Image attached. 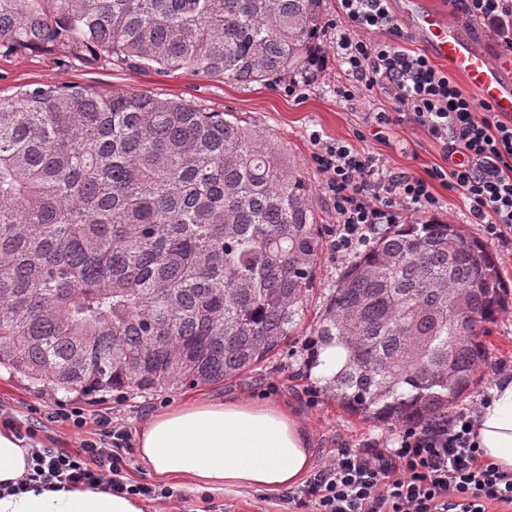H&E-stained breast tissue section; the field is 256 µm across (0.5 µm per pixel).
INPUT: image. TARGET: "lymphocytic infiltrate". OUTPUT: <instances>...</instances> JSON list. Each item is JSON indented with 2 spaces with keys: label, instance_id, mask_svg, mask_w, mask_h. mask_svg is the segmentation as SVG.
<instances>
[{
  "label": "lymphocytic infiltrate",
  "instance_id": "lymphocytic-infiltrate-1",
  "mask_svg": "<svg viewBox=\"0 0 512 512\" xmlns=\"http://www.w3.org/2000/svg\"><path fill=\"white\" fill-rule=\"evenodd\" d=\"M452 14L491 32L502 55L512 57V0H448ZM336 48L345 68L336 86L342 101L387 95L389 109L371 113L377 132L409 121L422 127L437 148L441 165L427 177L385 169L379 158L351 143H327L311 134V162L336 213L332 250L347 255L367 245L382 225L409 216L435 217L442 209L434 184L469 203L472 223L501 246H512V123L489 104H475L448 71L421 52L403 47L391 0H336ZM388 37L368 41V32ZM480 403L459 408L399 432L395 444L372 440L359 449L341 447L299 490L282 501L300 512H512V470L487 459L475 441ZM47 422L95 428L78 448H52L37 438L35 424L0 408V425L25 443L28 473L7 492L38 482L103 487L163 503L180 491L130 481L126 474L131 436L111 412L86 419L83 408L60 407Z\"/></svg>",
  "mask_w": 512,
  "mask_h": 512
}]
</instances>
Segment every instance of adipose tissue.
Masks as SVG:
<instances>
[{"instance_id": "1", "label": "adipose tissue", "mask_w": 512, "mask_h": 512, "mask_svg": "<svg viewBox=\"0 0 512 512\" xmlns=\"http://www.w3.org/2000/svg\"><path fill=\"white\" fill-rule=\"evenodd\" d=\"M486 458L512 470V379L496 385L476 426ZM137 455L154 481L184 479L221 493L296 486L308 472L310 438L294 414L270 403L228 398L162 412L140 429ZM0 512H144L140 499L98 488H31L0 494Z\"/></svg>"}]
</instances>
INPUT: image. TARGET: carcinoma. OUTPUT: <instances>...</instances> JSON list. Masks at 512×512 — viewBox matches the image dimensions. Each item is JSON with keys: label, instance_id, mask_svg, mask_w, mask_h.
I'll list each match as a JSON object with an SVG mask.
<instances>
[{"label": "carcinoma", "instance_id": "obj_1", "mask_svg": "<svg viewBox=\"0 0 512 512\" xmlns=\"http://www.w3.org/2000/svg\"><path fill=\"white\" fill-rule=\"evenodd\" d=\"M322 0H0V53L238 84L321 67ZM326 251L306 172L230 112L36 86L0 102V367L49 393L240 378L299 338ZM512 287L458 224L398 226L323 289L302 365L381 422L448 411Z\"/></svg>", "mask_w": 512, "mask_h": 512}]
</instances>
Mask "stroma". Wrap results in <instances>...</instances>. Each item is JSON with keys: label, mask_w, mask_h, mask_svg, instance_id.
<instances>
[{"label": "stroma", "mask_w": 512, "mask_h": 512, "mask_svg": "<svg viewBox=\"0 0 512 512\" xmlns=\"http://www.w3.org/2000/svg\"><path fill=\"white\" fill-rule=\"evenodd\" d=\"M335 20L336 0H324L320 40L325 48V61L320 74L302 85V94L297 98L289 96L283 80L244 86L181 71L121 69L101 61L69 60L58 52L12 51L0 54V100H14L20 91L36 86H88L107 91H144L162 100H190L208 112L234 113L243 125L267 130L279 139L287 159L304 169L312 184L319 222L329 229L335 225L336 215L323 192L322 178L311 163L312 132H319L327 142H353L356 148L379 156L392 171L417 177L425 176L427 170L441 161L426 132L412 123L394 127L385 142L370 135L356 138V130L365 127L367 113L388 107L389 100L382 94L370 101L337 99L341 69L336 52ZM485 341L488 357L478 369L480 378L459 399V406L479 401L489 395L500 378L512 376V310L489 324ZM304 354V343L299 340L266 366L244 377L221 385L143 396L118 392L93 398L74 393L66 397L48 394L32 389L24 380L1 369L0 406L29 420L39 419L65 398L90 413L108 407L134 435L152 416L177 406L227 397L267 401L288 408L307 430L311 439V467L315 470L339 446L356 448L367 440L396 438L401 424L377 422L343 411L322 391L318 373L300 377V360ZM175 488L184 494V501L175 505L149 503L145 512H206L212 503L223 505L224 512L286 510L277 492L242 489L213 495L207 502L201 493L190 489L188 482H176Z\"/></svg>", "instance_id": "35a3bbf8"}]
</instances>
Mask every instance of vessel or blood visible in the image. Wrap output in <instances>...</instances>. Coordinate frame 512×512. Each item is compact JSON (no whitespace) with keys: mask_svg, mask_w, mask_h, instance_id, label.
Returning a JSON list of instances; mask_svg holds the SVG:
<instances>
[{"mask_svg":"<svg viewBox=\"0 0 512 512\" xmlns=\"http://www.w3.org/2000/svg\"><path fill=\"white\" fill-rule=\"evenodd\" d=\"M403 24L449 71L463 76L479 99L503 119H512V80L492 65L485 52L461 35L458 25L435 8H417L415 0H403Z\"/></svg>","mask_w":512,"mask_h":512,"instance_id":"b4317fda","label":"vessel or blood"}]
</instances>
